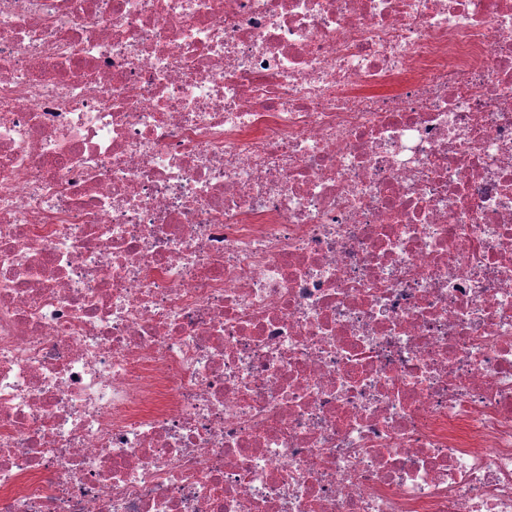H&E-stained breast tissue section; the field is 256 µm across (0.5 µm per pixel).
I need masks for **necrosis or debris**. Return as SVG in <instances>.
Masks as SVG:
<instances>
[{"label":"necrosis or debris","mask_w":512,"mask_h":512,"mask_svg":"<svg viewBox=\"0 0 512 512\" xmlns=\"http://www.w3.org/2000/svg\"><path fill=\"white\" fill-rule=\"evenodd\" d=\"M0 512H512V0H0Z\"/></svg>","instance_id":"1"}]
</instances>
